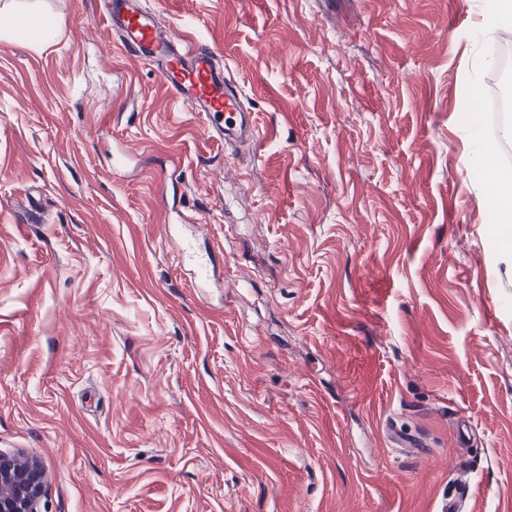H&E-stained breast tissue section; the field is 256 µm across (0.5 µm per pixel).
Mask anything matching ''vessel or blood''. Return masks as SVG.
I'll return each instance as SVG.
<instances>
[{
  "label": "vessel or blood",
  "instance_id": "1",
  "mask_svg": "<svg viewBox=\"0 0 512 512\" xmlns=\"http://www.w3.org/2000/svg\"><path fill=\"white\" fill-rule=\"evenodd\" d=\"M103 20L129 54L161 65L170 96L202 113L214 138L236 143L258 137L253 112L212 52L163 29L157 14L139 0H110Z\"/></svg>",
  "mask_w": 512,
  "mask_h": 512
}]
</instances>
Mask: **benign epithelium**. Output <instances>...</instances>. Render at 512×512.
I'll return each mask as SVG.
<instances>
[{"mask_svg":"<svg viewBox=\"0 0 512 512\" xmlns=\"http://www.w3.org/2000/svg\"><path fill=\"white\" fill-rule=\"evenodd\" d=\"M44 483L39 463L21 466L0 454V512H39Z\"/></svg>","mask_w":512,"mask_h":512,"instance_id":"7a95c632","label":"benign epithelium"}]
</instances>
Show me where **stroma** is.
<instances>
[{"label":"stroma","mask_w":512,"mask_h":512,"mask_svg":"<svg viewBox=\"0 0 512 512\" xmlns=\"http://www.w3.org/2000/svg\"><path fill=\"white\" fill-rule=\"evenodd\" d=\"M148 2L260 137L210 138L98 0L0 40V452L42 465L41 512H438L461 484L512 512L477 0ZM185 241L224 255L204 287Z\"/></svg>","instance_id":"stroma-1"}]
</instances>
